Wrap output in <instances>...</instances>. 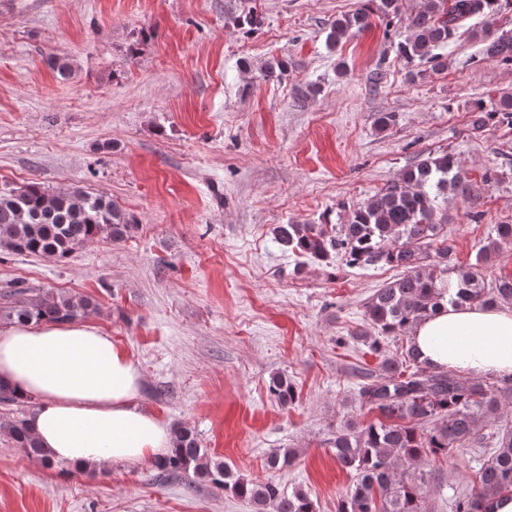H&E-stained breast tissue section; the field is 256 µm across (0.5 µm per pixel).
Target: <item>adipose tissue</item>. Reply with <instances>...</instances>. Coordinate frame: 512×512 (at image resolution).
Masks as SVG:
<instances>
[{"label":"adipose tissue","mask_w":512,"mask_h":512,"mask_svg":"<svg viewBox=\"0 0 512 512\" xmlns=\"http://www.w3.org/2000/svg\"><path fill=\"white\" fill-rule=\"evenodd\" d=\"M411 341L429 367L512 376V311L451 307L418 322ZM0 382L33 400L28 429L56 463L78 470L133 466L170 446L169 425L140 402L136 363L93 325L0 329Z\"/></svg>","instance_id":"obj_1"}]
</instances>
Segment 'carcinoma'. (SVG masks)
Here are the masks:
<instances>
[{"label":"carcinoma","mask_w":512,"mask_h":512,"mask_svg":"<svg viewBox=\"0 0 512 512\" xmlns=\"http://www.w3.org/2000/svg\"><path fill=\"white\" fill-rule=\"evenodd\" d=\"M397 2L376 0L374 9L364 6L337 19L329 41L336 45L350 33L367 29L376 11L387 16L398 13ZM501 8L502 0H423L397 52L409 62L426 60L443 68L437 50L448 45L467 21L481 17L483 54L512 62V37L494 32ZM46 63L60 80L72 76L68 60L49 56ZM489 120L512 126V96L501 97L489 110L476 103L472 126L481 129ZM450 193L466 198L469 184L455 155L445 152L407 167L397 182L353 208L347 223L338 227L280 224L275 228L276 239L285 250L307 259L336 257L349 267L387 265L403 270L401 277L377 289L367 302L366 323L376 335L356 333L371 340L376 349L378 338L405 337L417 322L449 306L512 304V277L497 278L487 288L478 267L455 272L449 266L452 248L443 234L438 198ZM137 227L132 213L104 195L68 187L51 192L36 181L0 187V249L14 254L67 259L103 233L121 241ZM511 244L512 224H498L495 238L479 248L477 260ZM14 287L17 298L3 307L11 324L71 322L94 309L89 298L44 297L20 283ZM502 382L503 388L495 383H467L445 368H430L410 344L401 358L384 361L382 373L358 389L359 407L375 418L352 421L337 429L329 441L336 463L354 474L336 512H424L427 479L420 465L482 440L480 422L498 413L499 393L512 391L511 378ZM268 391L283 407L295 400L294 385L281 373L270 376ZM9 431L15 447L48 467L53 465L29 433L26 415L13 420ZM488 437L494 441V451L478 470V486L455 501V512H486L487 500L512 499V426L502 425ZM294 458L293 450L276 448L267 456V467L281 471ZM153 467L159 478L187 475L196 483L230 492L252 512H315L301 489L287 492L272 479L255 482L234 474L201 447L197 433L186 425L173 427L171 448L155 459Z\"/></svg>","instance_id":"carcinoma-1"}]
</instances>
